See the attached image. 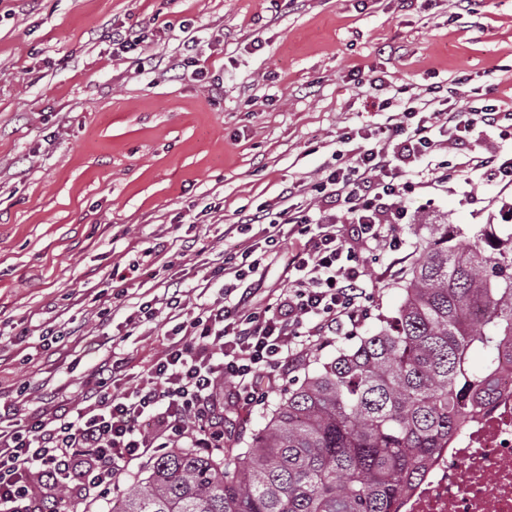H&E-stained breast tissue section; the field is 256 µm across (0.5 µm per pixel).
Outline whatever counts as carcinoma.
<instances>
[{"label": "carcinoma", "mask_w": 512, "mask_h": 512, "mask_svg": "<svg viewBox=\"0 0 512 512\" xmlns=\"http://www.w3.org/2000/svg\"><path fill=\"white\" fill-rule=\"evenodd\" d=\"M425 228L393 318L304 375L248 447L168 450L110 512H399L448 447L462 400L492 403L512 362V233Z\"/></svg>", "instance_id": "obj_1"}]
</instances>
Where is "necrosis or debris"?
I'll use <instances>...</instances> for the list:
<instances>
[{
  "label": "necrosis or debris",
  "instance_id": "obj_1",
  "mask_svg": "<svg viewBox=\"0 0 512 512\" xmlns=\"http://www.w3.org/2000/svg\"><path fill=\"white\" fill-rule=\"evenodd\" d=\"M401 512H512V366L498 374L497 398L466 407L462 423L408 490Z\"/></svg>",
  "mask_w": 512,
  "mask_h": 512
}]
</instances>
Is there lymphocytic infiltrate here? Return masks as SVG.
Masks as SVG:
<instances>
[{
    "label": "lymphocytic infiltrate",
    "instance_id": "f902f5d3",
    "mask_svg": "<svg viewBox=\"0 0 512 512\" xmlns=\"http://www.w3.org/2000/svg\"><path fill=\"white\" fill-rule=\"evenodd\" d=\"M461 87L421 100L391 123L387 134L366 127L344 132L355 153L325 165L315 185V212L289 207L241 213V225H261V244L248 268L223 259L224 284L215 300L186 306L180 288H164L139 303L126 322L140 327L164 310H181L164 350L138 383L124 358L111 353L97 364L76 399L54 411L19 418L0 404V512H43L58 488L70 505L92 504L117 488L129 465L163 448H220L224 408L262 401L323 336L357 330L371 294L362 252L396 253L401 227L413 223L404 203L423 187L417 170L438 138L458 148L454 178L481 172L512 185V155H488L482 133L512 135V108L496 103L460 110ZM344 211L337 223L335 208ZM297 236L282 274L287 288L274 301L256 300L254 276L282 233Z\"/></svg>",
    "mask_w": 512,
    "mask_h": 512
}]
</instances>
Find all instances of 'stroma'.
Here are the masks:
<instances>
[{
  "mask_svg": "<svg viewBox=\"0 0 512 512\" xmlns=\"http://www.w3.org/2000/svg\"><path fill=\"white\" fill-rule=\"evenodd\" d=\"M115 25L145 30L161 66L140 71L113 54ZM189 35L202 81L177 66ZM356 70L385 75L387 88L357 83ZM461 78L512 103V0H469L462 12L455 0H0V324L61 334L46 349L0 337V400L23 417L49 409L111 350L143 374L165 318L115 334L124 292L153 285L147 267L187 289L211 277L217 298V255L251 243L225 230L241 210L278 205L298 180L308 185L298 205L317 207L311 184L353 148L343 132L387 124L408 97ZM502 198L477 172L408 196L405 248L366 259L375 295L364 330L399 308L425 223L510 233ZM178 235L205 253L155 252ZM280 398L225 405V446L247 447Z\"/></svg>",
  "mask_w": 512,
  "mask_h": 512,
  "instance_id": "obj_1",
  "label": "stroma"
}]
</instances>
